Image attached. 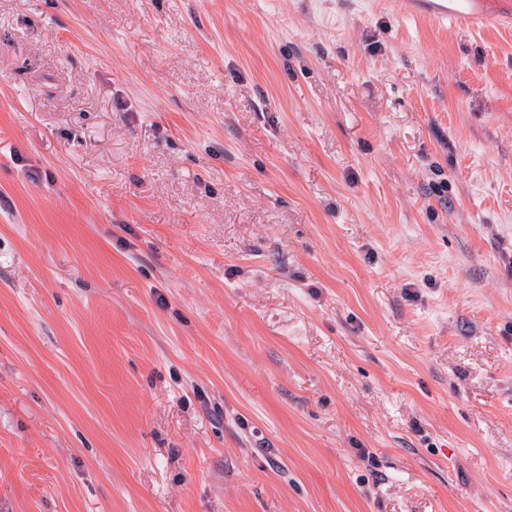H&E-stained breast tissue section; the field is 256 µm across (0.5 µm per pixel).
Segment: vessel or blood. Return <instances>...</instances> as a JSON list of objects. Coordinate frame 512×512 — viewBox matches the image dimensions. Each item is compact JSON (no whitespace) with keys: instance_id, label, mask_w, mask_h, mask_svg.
Returning <instances> with one entry per match:
<instances>
[{"instance_id":"vessel-or-blood-1","label":"vessel or blood","mask_w":512,"mask_h":512,"mask_svg":"<svg viewBox=\"0 0 512 512\" xmlns=\"http://www.w3.org/2000/svg\"><path fill=\"white\" fill-rule=\"evenodd\" d=\"M505 0H401L404 15L450 24L465 31L490 25L512 26V12L504 13Z\"/></svg>"}]
</instances>
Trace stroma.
<instances>
[{
	"instance_id": "1",
	"label": "stroma",
	"mask_w": 512,
	"mask_h": 512,
	"mask_svg": "<svg viewBox=\"0 0 512 512\" xmlns=\"http://www.w3.org/2000/svg\"><path fill=\"white\" fill-rule=\"evenodd\" d=\"M0 512H512V30L0 0Z\"/></svg>"
}]
</instances>
